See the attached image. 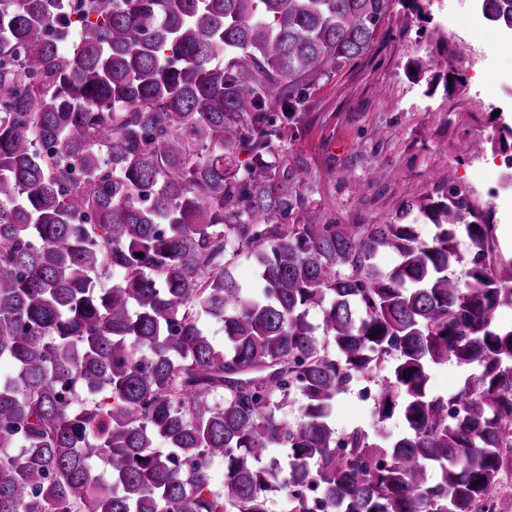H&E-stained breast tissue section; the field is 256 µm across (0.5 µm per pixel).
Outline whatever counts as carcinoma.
I'll use <instances>...</instances> for the list:
<instances>
[{"label": "carcinoma", "mask_w": 512, "mask_h": 512, "mask_svg": "<svg viewBox=\"0 0 512 512\" xmlns=\"http://www.w3.org/2000/svg\"><path fill=\"white\" fill-rule=\"evenodd\" d=\"M396 2L428 17L429 0H0V512L512 498V326L495 318L512 259L491 213L444 181L382 224H330L277 174L309 90L370 49ZM479 2L512 31V0ZM230 240L259 292L235 280ZM450 360L471 373L436 395ZM381 371L374 412L406 433L336 436L337 395ZM294 392L297 427L278 415ZM469 371L450 360L447 364L435 367L430 373V386L435 394L451 396L462 387Z\"/></svg>", "instance_id": "obj_1"}]
</instances>
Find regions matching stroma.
I'll return each instance as SVG.
<instances>
[{
	"label": "stroma",
	"mask_w": 512,
	"mask_h": 512,
	"mask_svg": "<svg viewBox=\"0 0 512 512\" xmlns=\"http://www.w3.org/2000/svg\"><path fill=\"white\" fill-rule=\"evenodd\" d=\"M477 0H432L429 19L395 6L373 47L320 81L309 94L303 135L282 143L280 164L292 167L307 203L334 224H380L403 202L434 193L444 176L471 188L492 209L501 251L512 257V194L502 191L503 155L493 112L512 117L500 86L512 69L497 61L494 30L455 38L454 14ZM482 144L469 157L463 141ZM376 382L354 383L336 399L337 435L361 428L379 438L405 433L400 417L382 421L373 409Z\"/></svg>",
	"instance_id": "stroma-1"
}]
</instances>
